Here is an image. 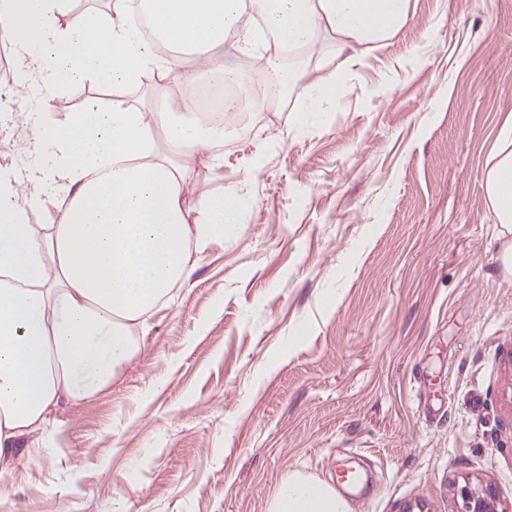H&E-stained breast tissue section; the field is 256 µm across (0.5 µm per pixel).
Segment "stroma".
<instances>
[{
	"label": "stroma",
	"instance_id": "1",
	"mask_svg": "<svg viewBox=\"0 0 512 512\" xmlns=\"http://www.w3.org/2000/svg\"><path fill=\"white\" fill-rule=\"evenodd\" d=\"M413 19L342 75L186 163L190 210L238 190L119 381L60 405L0 473V512H266L293 471L348 459L355 512H461L491 482L512 512V280L484 167L512 116V0H411ZM45 90L63 122L105 93Z\"/></svg>",
	"mask_w": 512,
	"mask_h": 512
}]
</instances>
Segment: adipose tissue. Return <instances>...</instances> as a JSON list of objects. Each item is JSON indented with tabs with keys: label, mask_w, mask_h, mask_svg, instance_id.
Returning a JSON list of instances; mask_svg holds the SVG:
<instances>
[{
	"label": "adipose tissue",
	"mask_w": 512,
	"mask_h": 512,
	"mask_svg": "<svg viewBox=\"0 0 512 512\" xmlns=\"http://www.w3.org/2000/svg\"><path fill=\"white\" fill-rule=\"evenodd\" d=\"M72 0H0V41L12 51V85L0 120L22 114V144L35 162L0 168V471L48 432L51 413L111 387L137 357L149 320L185 284L194 258L230 237L246 198L201 199L189 219L183 161L223 141L194 92L202 77L242 86L246 65L274 74L253 112L294 95L300 122L330 111L344 71L411 20L410 0H147L149 20L169 53H155L130 12L70 17ZM334 66L314 71V50ZM195 65L187 69L185 58ZM156 76L163 109L123 100L92 102L73 119L48 122L39 89L61 82L126 85ZM499 230V261L512 278V119L498 132L484 176ZM58 223L31 224L49 197ZM266 512H353L331 480L289 473Z\"/></svg>",
	"instance_id": "1"
}]
</instances>
